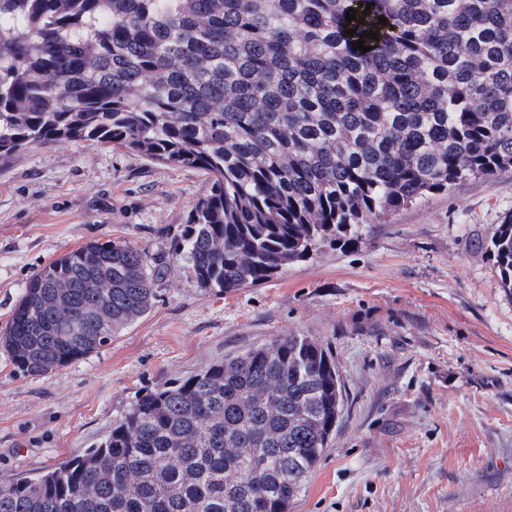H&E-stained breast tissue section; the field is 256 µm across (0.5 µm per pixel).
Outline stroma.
Listing matches in <instances>:
<instances>
[{
    "label": "stroma",
    "mask_w": 512,
    "mask_h": 512,
    "mask_svg": "<svg viewBox=\"0 0 512 512\" xmlns=\"http://www.w3.org/2000/svg\"><path fill=\"white\" fill-rule=\"evenodd\" d=\"M200 172L86 142L0 168V337L27 282L92 242L161 266L151 308L92 355L40 375L0 345V478L97 444L136 398L288 335L329 350L336 431L291 512H512V290L487 244L512 169L390 214L256 286L198 288L171 257Z\"/></svg>",
    "instance_id": "stroma-1"
}]
</instances>
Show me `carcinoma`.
<instances>
[{
  "mask_svg": "<svg viewBox=\"0 0 512 512\" xmlns=\"http://www.w3.org/2000/svg\"><path fill=\"white\" fill-rule=\"evenodd\" d=\"M364 31L378 40L363 54ZM75 141L201 172L177 263L204 290L259 285L512 168V0H0V167ZM489 250L512 288V218ZM161 273L112 241L46 264L5 332L14 364L44 375L111 343ZM54 284L64 309L45 304ZM342 402L321 344L277 338L145 392L97 446L1 482L0 512H289Z\"/></svg>",
  "mask_w": 512,
  "mask_h": 512,
  "instance_id": "1",
  "label": "carcinoma"
}]
</instances>
